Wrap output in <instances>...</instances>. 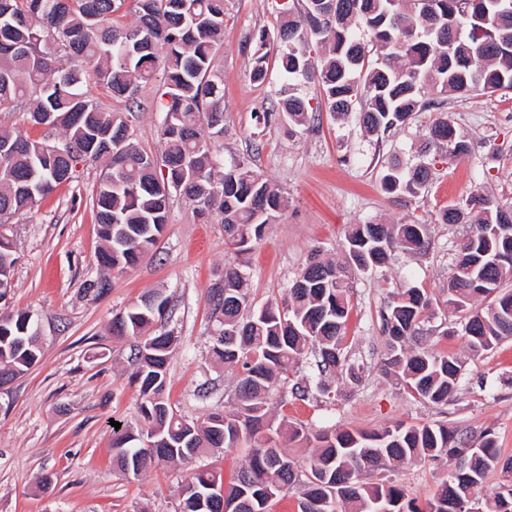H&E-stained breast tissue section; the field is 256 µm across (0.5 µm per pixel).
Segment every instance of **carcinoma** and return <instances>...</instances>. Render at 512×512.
Returning a JSON list of instances; mask_svg holds the SVG:
<instances>
[{
	"instance_id": "obj_1",
	"label": "carcinoma",
	"mask_w": 512,
	"mask_h": 512,
	"mask_svg": "<svg viewBox=\"0 0 512 512\" xmlns=\"http://www.w3.org/2000/svg\"><path fill=\"white\" fill-rule=\"evenodd\" d=\"M126 0H0V112H21L34 126L60 129L56 143L0 131V278L15 267L8 221L76 178L82 163H105L92 203L105 247L97 257L106 270L136 265L154 245L168 219L172 195L194 205L199 218L216 212L225 240L244 255L288 198L274 185L236 165L220 171L213 144L224 138V72L215 63L224 36L226 0H136L137 23L121 22ZM250 77L267 76L269 34L253 37ZM324 46L312 64L305 45ZM281 93L288 122L307 120L306 101L291 82L315 80L328 110H359L369 133L405 124L418 109L440 105L448 91L512 89V0H306L302 14L282 11L277 30ZM158 84L164 120L163 149L149 154L132 139L128 121L105 112L84 87L137 102L139 85ZM434 97H427V94ZM433 146L462 158L468 145L446 118L436 120L417 161L394 164L382 177L391 195L416 197L426 189L425 154ZM473 219L458 245L446 305L465 313L461 336L480 354L512 336V207L474 193L462 208L442 214L448 224ZM427 247L423 224H355L345 235L341 261L311 253L288 291V300L255 307L244 274L235 267L213 289L215 360L240 368L235 408L187 420L170 407L167 366L176 349L169 333L149 334L165 317L168 298L143 296L112 322V335L139 339L131 376L140 396V424L112 430L113 461L140 475L154 464H190L218 448L250 449L237 476L196 468L181 486L176 512H270L285 487L304 488L299 512H472L467 496L487 473L504 482L491 512H512V457L502 459L491 437L465 445L446 424L396 425L380 430L312 432L269 416L275 390L287 388L290 371L308 348L319 375L337 373L350 385L361 379L348 356L345 330L353 271L385 265L398 248ZM484 310H469L478 297ZM432 298L415 286L400 289L381 314L386 341L382 370L395 374L411 394L445 404L456 392L463 363L446 353L413 346L432 311ZM32 315L0 314V382L29 370L41 355ZM313 437L309 470L299 473L279 439ZM456 459L426 507L397 484L365 482L361 475L417 458Z\"/></svg>"
}]
</instances>
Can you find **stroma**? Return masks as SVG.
I'll return each instance as SVG.
<instances>
[{
  "label": "stroma",
  "instance_id": "stroma-1",
  "mask_svg": "<svg viewBox=\"0 0 512 512\" xmlns=\"http://www.w3.org/2000/svg\"><path fill=\"white\" fill-rule=\"evenodd\" d=\"M286 4L297 13L304 8V0H228L216 55L224 70V138L217 153L225 167L247 165L288 198L287 210L267 225L245 260L225 244L220 219L201 223L189 201L175 196L166 228L149 253L124 273H106L96 261L102 246L92 205L101 172L97 163L81 167L71 185L11 219L18 261L0 312L34 315L42 357L0 389V512H175L190 466L168 463L133 477L112 462L111 421L135 425L140 420L138 392L130 381L134 341L112 336L113 317L145 293L168 297L170 310L161 328L177 338L167 371L174 412L201 419L232 410L236 371L209 359L210 298L225 268L242 265L254 304L283 301L314 249L340 259L350 226L367 222L425 224L429 245L420 253L396 250L385 267L353 273L345 344L363 368L358 386L326 402L314 393L303 401L283 393L270 402L272 417L315 430L445 422L469 445L488 434L503 457L512 456V337L476 355L457 336L461 319L445 305L448 278L456 245L471 226L441 219L445 209L464 206L476 192L512 206V90L450 92L440 109L416 112L406 124L371 135L361 130L357 113L328 112L312 81L299 89L309 104L305 125L277 119L259 124L256 113L281 110L284 79L273 51L266 80L251 81L250 42L261 29L276 34ZM88 92L104 110L128 115L145 151L160 152L163 114L156 107L155 86L140 87L141 109L132 114L125 100L94 86ZM441 116L467 142V156L431 153L433 176L424 192L405 199L386 194L383 171L393 158L412 159ZM103 277L110 281L107 293L87 292V283ZM408 286L425 289L435 303L423 324V344L464 363L454 398L445 405L413 397L380 367L385 352L380 313L398 289ZM453 466L445 457L411 460L366 479L393 481L423 504ZM42 475L52 481L45 491L36 485Z\"/></svg>",
  "mask_w": 512,
  "mask_h": 512
}]
</instances>
